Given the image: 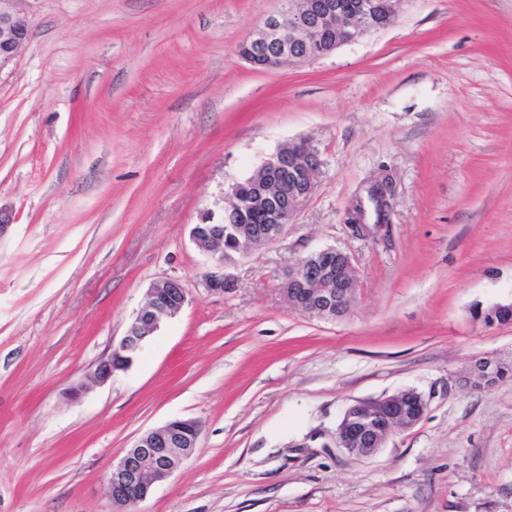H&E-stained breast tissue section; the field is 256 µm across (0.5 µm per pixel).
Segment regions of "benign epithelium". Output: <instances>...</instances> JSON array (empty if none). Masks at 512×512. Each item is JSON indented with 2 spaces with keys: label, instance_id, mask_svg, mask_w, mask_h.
Segmentation results:
<instances>
[{
  "label": "benign epithelium",
  "instance_id": "1",
  "mask_svg": "<svg viewBox=\"0 0 512 512\" xmlns=\"http://www.w3.org/2000/svg\"><path fill=\"white\" fill-rule=\"evenodd\" d=\"M404 0H281L280 9L239 45L240 56L258 69H272L285 61L309 62L325 57L367 33L391 25ZM24 0H0V72L14 62L30 40L32 27ZM321 167L318 152L305 140H295L264 160L257 173L246 180L251 193L241 192L236 183L224 195V222L232 224L254 208L266 211V224H240L242 255L254 247L279 238L286 226L314 194ZM388 185L381 183L369 191L376 220L386 216ZM195 243L212 255L217 270L204 279L210 292L229 287L224 275V229H191ZM356 288V272L350 255L327 248L300 258L284 274L280 290L290 305L311 317L336 319L349 310ZM188 290L177 280L159 279L151 283L147 302L130 323L125 335L110 355L100 361L91 379L106 382L116 370L130 367L147 341L160 326L175 317L187 300ZM497 381V366L482 361L475 364L472 382L490 387ZM426 409L415 390L358 400L345 412L337 430L338 447L362 459L375 456L399 429V423L416 424ZM200 424L191 419H173L140 436L112 467L108 486L112 504L130 509L144 501L153 486L179 471L196 447Z\"/></svg>",
  "mask_w": 512,
  "mask_h": 512
}]
</instances>
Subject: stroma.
I'll list each match as a JSON object with an SVG mask.
<instances>
[{"instance_id":"stroma-1","label":"stroma","mask_w":512,"mask_h":512,"mask_svg":"<svg viewBox=\"0 0 512 512\" xmlns=\"http://www.w3.org/2000/svg\"><path fill=\"white\" fill-rule=\"evenodd\" d=\"M279 0H30L0 73V512H113L107 477L145 432L200 423L138 512H512V0H406L327 57L238 54ZM303 139L317 188L274 242L225 265L191 228ZM390 177L389 221L349 212ZM350 254L340 318L281 277ZM188 289L129 368L90 374L151 282ZM511 373L470 386L475 362ZM83 383L79 401L67 390ZM427 408L373 458L335 443L355 401Z\"/></svg>"}]
</instances>
